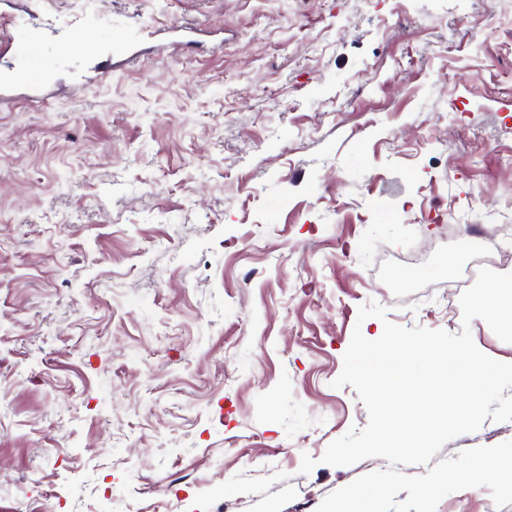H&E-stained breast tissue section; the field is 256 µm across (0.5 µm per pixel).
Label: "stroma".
<instances>
[{
    "label": "stroma",
    "instance_id": "obj_1",
    "mask_svg": "<svg viewBox=\"0 0 512 512\" xmlns=\"http://www.w3.org/2000/svg\"><path fill=\"white\" fill-rule=\"evenodd\" d=\"M98 52L0 75V512H286L368 413L333 387L374 302L448 329L476 207L512 225L496 0H14ZM150 25L137 64L115 16ZM188 22L199 47L174 53ZM110 66L98 80L101 66ZM512 440L485 420L438 459ZM317 459L300 474L303 455ZM168 35V47L172 50L183 52L197 45L194 39L196 30L189 26H183L180 23H175L165 29Z\"/></svg>",
    "mask_w": 512,
    "mask_h": 512
}]
</instances>
